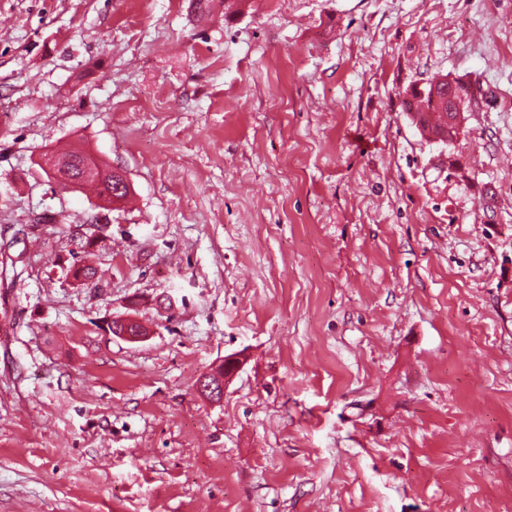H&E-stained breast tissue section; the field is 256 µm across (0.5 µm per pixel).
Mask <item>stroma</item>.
I'll return each instance as SVG.
<instances>
[{
    "instance_id": "1",
    "label": "stroma",
    "mask_w": 512,
    "mask_h": 512,
    "mask_svg": "<svg viewBox=\"0 0 512 512\" xmlns=\"http://www.w3.org/2000/svg\"><path fill=\"white\" fill-rule=\"evenodd\" d=\"M235 3L0 0V512H512V0ZM431 83H429L428 87L422 90H418L417 88L411 89L410 98L407 101L404 100L405 110L407 112L422 113L424 119V121L422 122L423 130H425V128H428L431 131H438L440 129L448 127V130H444L441 134H436L434 136V138L437 139L438 141L448 143V136L450 138H453L454 136H457L458 133L457 130H455L453 127L449 128L448 123L451 125H455L457 129L460 127L461 109L460 107H457V109L449 111L456 112L454 113L456 116L454 118L452 116L451 118H448V102H450L448 100V86L446 91L442 92V96H446V100L443 101L440 96V100H436L435 93L433 92V95L431 94ZM432 96L436 100L435 102L433 101ZM430 114H441L439 115L441 120L440 123H434L433 125H431ZM442 117H445L446 120L442 119ZM132 324H138V321L127 316L112 318L110 324L107 325V329L113 337H118L127 342L136 343L146 340L148 334H145L142 329L138 330L136 334L131 332L130 326ZM240 359L238 356H226L222 367L217 371L203 376L198 382V389L201 395L213 401H219L224 396V384L239 368Z\"/></svg>"
}]
</instances>
